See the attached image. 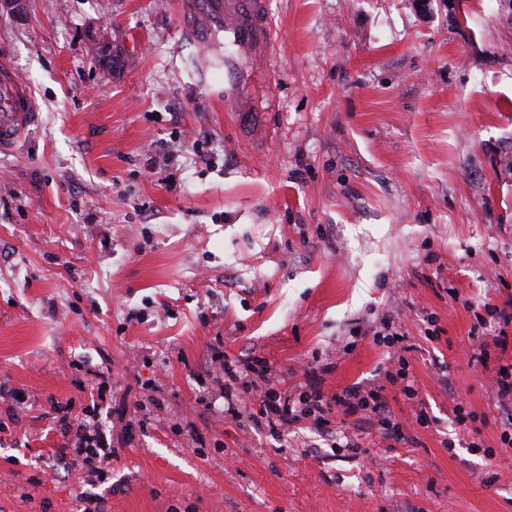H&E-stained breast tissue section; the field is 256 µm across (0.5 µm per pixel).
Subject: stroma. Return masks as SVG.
<instances>
[{"instance_id":"1","label":"stroma","mask_w":512,"mask_h":512,"mask_svg":"<svg viewBox=\"0 0 512 512\" xmlns=\"http://www.w3.org/2000/svg\"><path fill=\"white\" fill-rule=\"evenodd\" d=\"M224 2L0 9L39 106L0 153V388L23 396L0 398V512H512V0H266L231 104ZM216 345L293 397L330 365L325 395L381 392L404 437L254 427ZM83 421L117 451L91 482ZM502 370H506L502 374ZM512 364L502 365L496 372V397L497 408L501 414V431L500 440L502 444L512 446Z\"/></svg>"}]
</instances>
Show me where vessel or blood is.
<instances>
[{"label":"vessel or blood","mask_w":512,"mask_h":512,"mask_svg":"<svg viewBox=\"0 0 512 512\" xmlns=\"http://www.w3.org/2000/svg\"><path fill=\"white\" fill-rule=\"evenodd\" d=\"M224 28L240 57L249 59L252 68L262 65L254 55L257 43L267 41L269 27L265 0H226ZM38 117L36 101L8 60L0 61V151L13 150L18 140Z\"/></svg>","instance_id":"1"}]
</instances>
